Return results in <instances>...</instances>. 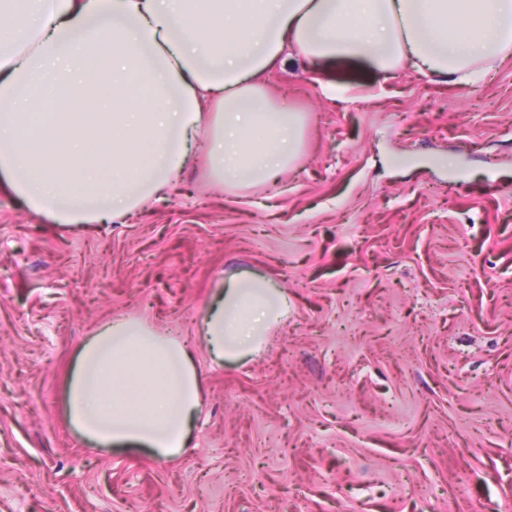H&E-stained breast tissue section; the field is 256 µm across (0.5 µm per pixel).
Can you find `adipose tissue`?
<instances>
[{
    "mask_svg": "<svg viewBox=\"0 0 512 512\" xmlns=\"http://www.w3.org/2000/svg\"><path fill=\"white\" fill-rule=\"evenodd\" d=\"M510 55L512 0H0V175L53 223L119 224L199 146L231 194L296 167L306 115L261 81L287 57L468 84ZM287 314L271 280L227 278L201 319L213 362L251 358ZM65 396L89 446L167 462L191 444L203 388L186 343L116 317L80 345Z\"/></svg>",
    "mask_w": 512,
    "mask_h": 512,
    "instance_id": "1",
    "label": "adipose tissue"
}]
</instances>
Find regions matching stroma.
<instances>
[{"label":"stroma","instance_id":"35a3bbf8","mask_svg":"<svg viewBox=\"0 0 512 512\" xmlns=\"http://www.w3.org/2000/svg\"><path fill=\"white\" fill-rule=\"evenodd\" d=\"M264 80L306 146L248 192L198 167L75 231L0 176V512H512V56L472 85L301 61ZM242 270L290 314L217 366L198 328ZM117 316L195 348L203 413L177 460L64 423L77 350Z\"/></svg>","mask_w":512,"mask_h":512}]
</instances>
